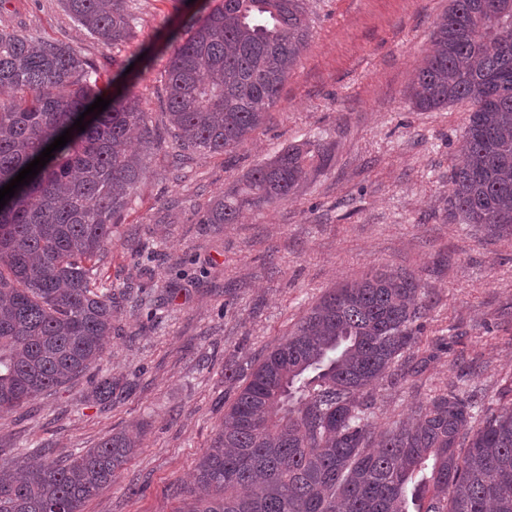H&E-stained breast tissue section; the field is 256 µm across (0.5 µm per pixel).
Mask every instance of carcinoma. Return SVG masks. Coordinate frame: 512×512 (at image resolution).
<instances>
[{"instance_id": "carcinoma-1", "label": "carcinoma", "mask_w": 512, "mask_h": 512, "mask_svg": "<svg viewBox=\"0 0 512 512\" xmlns=\"http://www.w3.org/2000/svg\"><path fill=\"white\" fill-rule=\"evenodd\" d=\"M106 45L133 34L130 0H61ZM303 0H219L188 24L166 70L170 130L191 152L222 153L266 120L307 46ZM0 188L66 129L71 141L0 208V411L83 375L112 334L114 301L87 267L154 145L138 98L103 95L98 68L73 48L0 28ZM423 112L471 105L451 166L448 216L512 237V0H448L411 90ZM309 152L290 145L199 215L235 224L286 201L307 179ZM429 302L406 273L367 274L324 294L256 361H224L240 382L224 422L179 487V512H512V402L495 410L450 388L411 420L372 426L374 384L417 373ZM481 427L474 429L475 422ZM116 432L63 461L0 472V512H84L135 453Z\"/></svg>"}]
</instances>
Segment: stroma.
Here are the masks:
<instances>
[{
	"label": "stroma",
	"instance_id": "35a3bbf8",
	"mask_svg": "<svg viewBox=\"0 0 512 512\" xmlns=\"http://www.w3.org/2000/svg\"><path fill=\"white\" fill-rule=\"evenodd\" d=\"M218 0H133L130 39L108 47L60 0H0L8 25L75 48L106 95L133 92L157 136L97 273L118 300L104 355L85 375L0 414L14 465L46 447L54 460L113 432L140 448L85 512H178L189 481L237 395L224 361L260 357L322 294L365 274L407 272L430 312L415 385L375 388L377 430L441 389L512 398V238L449 219L451 158L470 106L417 111L409 89L448 0H306L310 36L265 124L237 148L181 149L165 118L164 74L183 25ZM328 147L288 201L202 224L199 210L283 147ZM111 377V401L93 394Z\"/></svg>",
	"mask_w": 512,
	"mask_h": 512
}]
</instances>
